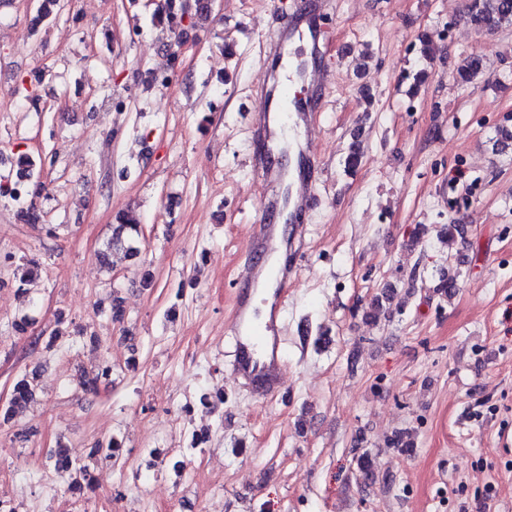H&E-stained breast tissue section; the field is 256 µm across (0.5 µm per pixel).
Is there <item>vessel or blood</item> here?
I'll return each mask as SVG.
<instances>
[{
	"label": "vessel or blood",
	"instance_id": "b4317fda",
	"mask_svg": "<svg viewBox=\"0 0 512 512\" xmlns=\"http://www.w3.org/2000/svg\"><path fill=\"white\" fill-rule=\"evenodd\" d=\"M319 0L283 15L274 42L264 46L268 62L260 108L248 125L262 144L250 158L265 184L256 233L234 302L227 332L233 340L235 379L263 398L287 400L284 339L279 316L286 305L291 269H276L272 256L281 247L280 225L299 220L316 204L314 185L321 168L311 147L312 111L326 95L321 68L324 33L316 22Z\"/></svg>",
	"mask_w": 512,
	"mask_h": 512
}]
</instances>
